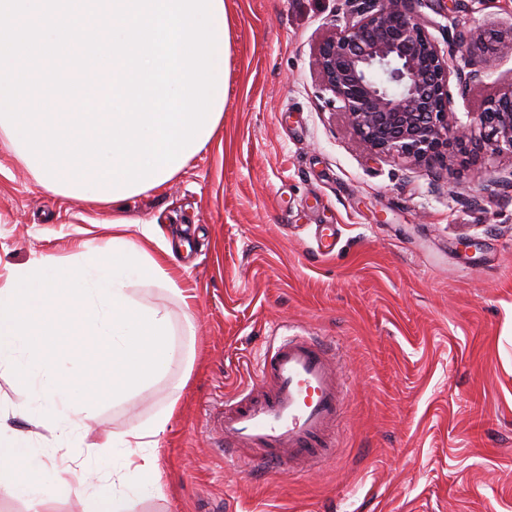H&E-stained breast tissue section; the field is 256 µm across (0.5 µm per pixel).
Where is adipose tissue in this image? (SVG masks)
I'll use <instances>...</instances> for the list:
<instances>
[{"mask_svg":"<svg viewBox=\"0 0 512 512\" xmlns=\"http://www.w3.org/2000/svg\"><path fill=\"white\" fill-rule=\"evenodd\" d=\"M112 224L110 248L88 249L71 267L44 257L11 270L0 284V368L49 403L66 432L80 428L107 397H121L163 372L176 353L168 313L141 304L128 288L135 280L175 290L172 247L155 225H132L117 203ZM133 229L156 244L161 258L137 246L129 236ZM67 356L88 358L92 370L60 371L58 363ZM166 422L160 416L122 436V466L112 478V492L93 497L89 512H129L126 477L152 469L148 449ZM42 467L28 436L0 427V473L11 476L17 494L37 498L42 512H53L46 486L29 479Z\"/></svg>","mask_w":512,"mask_h":512,"instance_id":"ef3b65f1","label":"adipose tissue"}]
</instances>
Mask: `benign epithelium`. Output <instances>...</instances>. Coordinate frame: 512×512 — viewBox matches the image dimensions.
<instances>
[{"instance_id":"obj_1","label":"benign epithelium","mask_w":512,"mask_h":512,"mask_svg":"<svg viewBox=\"0 0 512 512\" xmlns=\"http://www.w3.org/2000/svg\"><path fill=\"white\" fill-rule=\"evenodd\" d=\"M421 0H346L313 52L321 91L347 114L372 155L448 168L489 149L512 154V82L464 123L448 109L451 80L460 94L494 72L512 28L448 27L447 48L429 33ZM479 132H474V129Z\"/></svg>"}]
</instances>
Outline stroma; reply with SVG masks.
<instances>
[{"label":"stroma","mask_w":512,"mask_h":512,"mask_svg":"<svg viewBox=\"0 0 512 512\" xmlns=\"http://www.w3.org/2000/svg\"><path fill=\"white\" fill-rule=\"evenodd\" d=\"M224 2L222 131L162 189L123 204L184 247L174 280L192 319L167 288L130 287L169 314L176 359L65 439L52 410L20 412L32 393L0 369V413L42 453L55 512H85L108 491L121 460L106 438L162 414L154 471L129 478L130 512H512V154L450 172L370 155L313 66L343 0ZM419 11L440 42L455 16L512 27V0ZM510 81L506 52L449 108L479 111ZM493 181L508 187L482 195ZM320 224L339 227L333 255L315 252ZM111 244V205L46 192L0 142L1 276ZM282 322L342 345L336 452L299 472L247 473L226 463L207 419L251 383Z\"/></svg>","instance_id":"35a3bbf8"}]
</instances>
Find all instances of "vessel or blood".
Masks as SVG:
<instances>
[{"instance_id": "1", "label": "vessel or blood", "mask_w": 512, "mask_h": 512, "mask_svg": "<svg viewBox=\"0 0 512 512\" xmlns=\"http://www.w3.org/2000/svg\"><path fill=\"white\" fill-rule=\"evenodd\" d=\"M347 391L331 342L281 336L261 355L252 383L212 417V428L225 459L253 471H290L332 454Z\"/></svg>"}]
</instances>
